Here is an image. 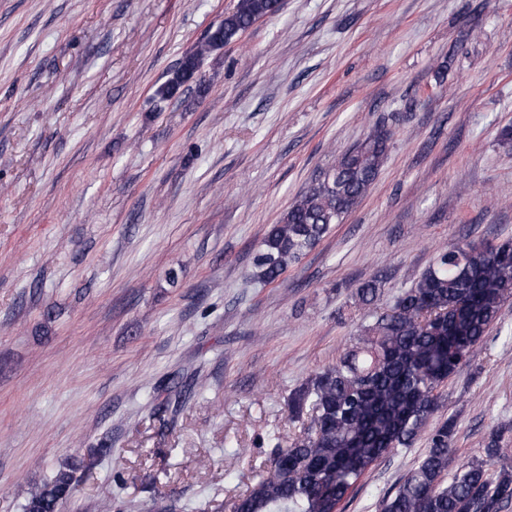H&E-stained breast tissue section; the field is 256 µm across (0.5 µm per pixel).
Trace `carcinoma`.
Listing matches in <instances>:
<instances>
[{"instance_id": "cac0c4a2", "label": "carcinoma", "mask_w": 512, "mask_h": 512, "mask_svg": "<svg viewBox=\"0 0 512 512\" xmlns=\"http://www.w3.org/2000/svg\"><path fill=\"white\" fill-rule=\"evenodd\" d=\"M277 10L278 0H239L155 95L174 98L195 82L211 52ZM390 139L378 128L319 174L259 242L256 279L276 281L343 222L376 180ZM353 298L369 317L354 343L289 393V415L309 418L308 432L286 448L280 437L269 439L267 471L229 504L230 512H339L373 463L411 447L438 408L440 387L468 362L512 298V242L441 248L385 310L376 279L359 283ZM454 430L451 418L432 430L417 464L382 497L381 512H503L512 504V465L496 466L498 432L484 456L450 472ZM75 491L67 465L30 489L23 512H59Z\"/></svg>"}]
</instances>
